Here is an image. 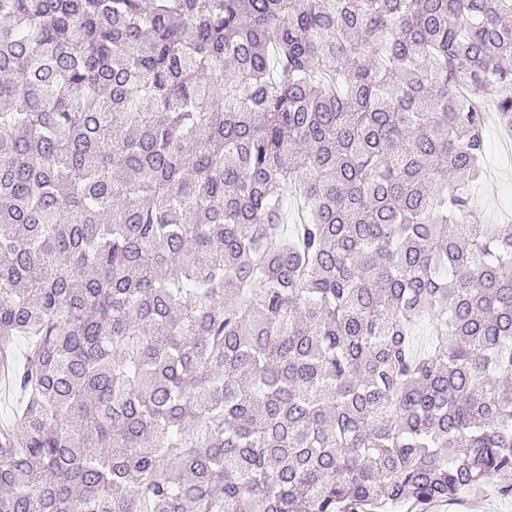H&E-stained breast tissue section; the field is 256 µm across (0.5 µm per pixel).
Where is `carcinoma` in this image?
<instances>
[{"label": "carcinoma", "instance_id": "carcinoma-1", "mask_svg": "<svg viewBox=\"0 0 512 512\" xmlns=\"http://www.w3.org/2000/svg\"><path fill=\"white\" fill-rule=\"evenodd\" d=\"M509 62L512 0H0V512L511 472L512 224L472 201ZM19 402L18 394L10 385L1 379L0 381V421L13 422L15 420V406Z\"/></svg>", "mask_w": 512, "mask_h": 512}]
</instances>
